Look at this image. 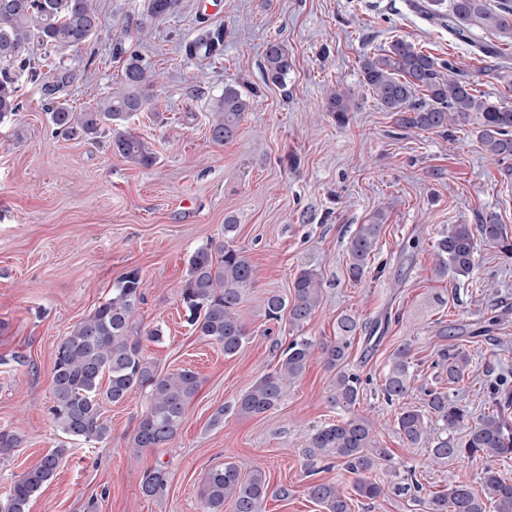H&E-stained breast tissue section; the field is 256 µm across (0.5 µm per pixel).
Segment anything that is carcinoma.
<instances>
[{
	"instance_id": "obj_1",
	"label": "carcinoma",
	"mask_w": 512,
	"mask_h": 512,
	"mask_svg": "<svg viewBox=\"0 0 512 512\" xmlns=\"http://www.w3.org/2000/svg\"><path fill=\"white\" fill-rule=\"evenodd\" d=\"M177 2L149 0V14L166 16L175 10ZM408 7L448 30L458 41L472 42L473 29L478 27L512 42L509 0H503L497 9L490 8L487 0H451V8L444 11L440 0H408ZM98 24L94 0H0V119L14 116L22 108L19 91L26 77L38 83L55 132L90 139L109 134L114 153L132 164L149 166L155 161V153L148 142L123 129L134 113L153 103L152 91L159 79L157 72L143 64L136 53L126 59L120 87L91 109L79 112L62 100L63 92L78 78L76 70L59 63L43 74L31 64V44L39 43L49 54L76 53L96 34ZM218 41L209 34L200 37L188 45V54L202 51L212 57ZM292 67V56L284 43H267L261 65L265 81L285 83ZM460 70L403 37L360 57L361 86L382 110L394 115L398 127L445 135L452 125H468L481 150L503 166L505 177L512 178V107L477 94ZM250 108L249 99L236 86L224 85L210 107L211 141L222 145L234 138ZM327 109L338 123H346L348 95L340 91L332 94ZM385 221L386 211H375L369 223L359 225L350 239L348 272L352 279H361L372 268ZM236 230L234 220L227 219L224 243L200 246L189 256L187 276L180 289L192 325L200 335L220 345L226 356L236 354L247 340V329L237 307L244 290L256 280L255 266L244 251L232 245ZM480 243L512 255V240L494 210L484 212L476 224L448 225V232L437 242L438 274L450 273L456 279L472 276ZM292 288L290 300L279 294L264 300L265 316L275 322L285 317L291 328L299 330L320 306V276L316 270L304 268ZM142 289L139 271L122 274L113 285L112 296L76 323L57 347L50 412L56 427L71 440L107 442L111 428L102 415L101 404L121 403L134 393L145 392L149 405L135 429L133 443L137 448H160L174 438L199 390L200 379L194 371L163 375L143 355L136 326ZM361 329L363 323L357 317L345 314L337 320L336 336L329 342L318 343L300 334L288 337L277 368L218 409L213 422L224 420V413L230 410L239 415H258L274 409L285 396L287 385L299 379L317 355L334 372L329 401L345 415L311 433L303 451L309 475L318 473L322 463H334L354 475L353 492L364 500H378L394 491L412 496L426 512H512V479L505 478L496 466V461L512 454V400L500 395L495 383L487 386L493 398L492 408L476 417L451 399L444 388L433 385L424 388L421 406L400 407L394 420L396 434L405 447L427 448L435 462L477 456L486 459L482 491L451 482L445 492L426 493L415 479V469L409 467L402 472L394 468L400 481L392 485L371 478L382 464L392 465V456L378 445L370 418L355 412L360 395L371 383L370 378L347 365L352 340ZM413 360L409 342L389 358L378 385L386 403H399L408 396ZM433 365L439 379L453 384L469 373L472 358L465 346L447 344L437 351ZM460 429L465 430L461 440L455 437ZM68 451L63 443L46 453L0 498V512H27L30 498L54 477ZM166 487L167 475L162 468L144 473V495L161 496ZM306 492L322 512H351L352 499L336 483L314 480ZM271 494L286 498L288 488H271L260 467L244 474L227 462L209 471L199 505L201 512H224L226 504L233 512H264V502Z\"/></svg>"
}]
</instances>
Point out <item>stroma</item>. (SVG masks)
Wrapping results in <instances>:
<instances>
[{
  "label": "stroma",
  "instance_id": "1",
  "mask_svg": "<svg viewBox=\"0 0 512 512\" xmlns=\"http://www.w3.org/2000/svg\"><path fill=\"white\" fill-rule=\"evenodd\" d=\"M101 28L68 63L81 77L68 90L83 109L116 90L126 55L136 51L160 71L154 102L128 123L148 141L153 165H133L99 143L53 131L34 85H23L19 116L0 120V430L19 436L0 455V493L63 439L49 408L55 352L62 338L112 294L125 272L139 270L144 300L137 311L142 349L159 371H195L200 388L180 429L162 448L133 444L144 395L104 404L107 443L73 444L29 512H200L198 492L208 471L227 462L242 471L262 467L272 487L266 512H321L306 494L310 478L302 450L318 426L339 419L328 400L333 374L312 358L278 408L259 415L226 413L258 377L275 368L288 322L265 316L268 293L290 296L302 267L321 277L322 299L303 335L333 339L336 321L351 314L357 333L351 368L381 380L392 353L413 345L415 379L406 402L420 404L432 383L441 340L435 323L499 322L470 344L472 370L449 385L451 398L473 413L483 388L506 379L512 389V258L478 250L472 279L438 275L435 243L448 225L476 223L498 212L512 236V186L463 129L443 137L398 132L360 84L363 51L405 37L440 60L463 64L491 100L512 106V44L498 79L483 76L489 60L471 45L411 12L405 0H179L162 18L148 0H96ZM224 33L218 59L189 57L186 47L208 31ZM286 42L293 68L285 86L264 83L266 44ZM250 98L238 134L221 145L208 133L211 101L225 85ZM349 91L348 121L326 109L331 91ZM385 208L376 263L361 281L348 277L347 245L360 224ZM238 224L234 244L257 268L240 316L249 339L234 356L200 336L187 321L179 291L187 260L201 245L224 241V222ZM160 328L159 340L148 333ZM359 413L377 425L381 447L417 468L425 491L449 480L479 486L485 459L433 462L424 448H407L394 419L397 406L375 389ZM164 468L163 496L141 491L146 470Z\"/></svg>",
  "mask_w": 512,
  "mask_h": 512
}]
</instances>
